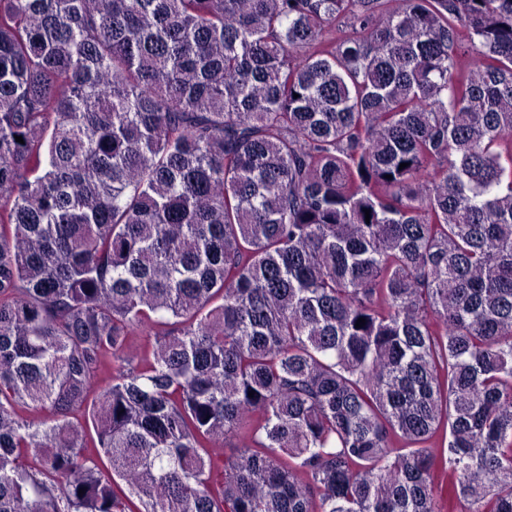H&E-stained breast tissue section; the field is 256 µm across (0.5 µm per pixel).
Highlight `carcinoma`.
Returning <instances> with one entry per match:
<instances>
[{
    "label": "carcinoma",
    "mask_w": 512,
    "mask_h": 512,
    "mask_svg": "<svg viewBox=\"0 0 512 512\" xmlns=\"http://www.w3.org/2000/svg\"><path fill=\"white\" fill-rule=\"evenodd\" d=\"M0 512H512V0H0Z\"/></svg>",
    "instance_id": "cac0c4a2"
}]
</instances>
